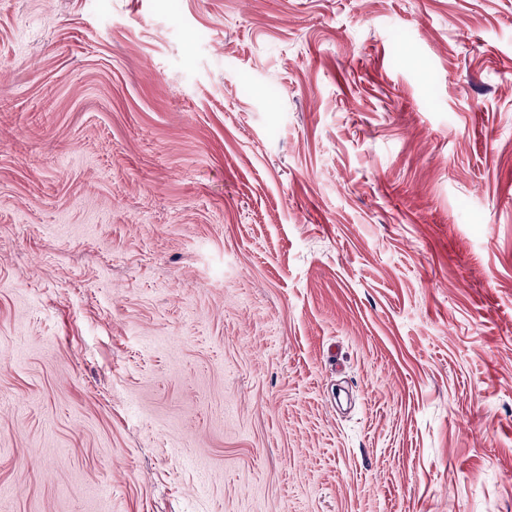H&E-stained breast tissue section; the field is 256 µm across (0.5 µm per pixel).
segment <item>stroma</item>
I'll return each mask as SVG.
<instances>
[{
	"mask_svg": "<svg viewBox=\"0 0 512 512\" xmlns=\"http://www.w3.org/2000/svg\"><path fill=\"white\" fill-rule=\"evenodd\" d=\"M0 512H512V0H0Z\"/></svg>",
	"mask_w": 512,
	"mask_h": 512,
	"instance_id": "35a3bbf8",
	"label": "stroma"
}]
</instances>
